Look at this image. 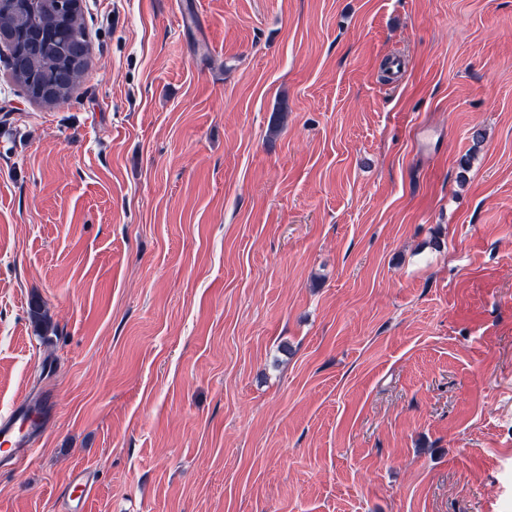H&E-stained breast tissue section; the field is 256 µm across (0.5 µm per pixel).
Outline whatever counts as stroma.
Listing matches in <instances>:
<instances>
[{
  "mask_svg": "<svg viewBox=\"0 0 512 512\" xmlns=\"http://www.w3.org/2000/svg\"><path fill=\"white\" fill-rule=\"evenodd\" d=\"M80 6L68 103L0 57V512H512V0ZM42 424L36 422L28 400L19 401L0 418V467H15L37 445Z\"/></svg>",
  "mask_w": 512,
  "mask_h": 512,
  "instance_id": "stroma-1",
  "label": "stroma"
}]
</instances>
